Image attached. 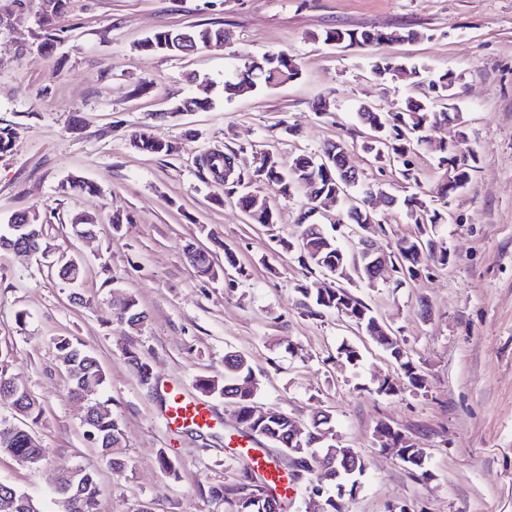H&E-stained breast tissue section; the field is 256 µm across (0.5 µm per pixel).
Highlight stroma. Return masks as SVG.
Instances as JSON below:
<instances>
[{
	"mask_svg": "<svg viewBox=\"0 0 512 512\" xmlns=\"http://www.w3.org/2000/svg\"><path fill=\"white\" fill-rule=\"evenodd\" d=\"M7 2L0 0V126L16 128L17 138L0 157V228L14 213L38 215L53 254L0 248V374L39 397L44 413L33 429L54 458L96 472L98 512H231L209 489L241 481L243 427L222 397L198 387L223 380L230 351L250 361L259 406L306 423L326 411L365 457L346 512H512V0H70L59 21L65 40L46 54L34 47L40 0L12 9ZM188 25L221 30L222 46L189 56L137 49L157 30ZM334 29L421 38L369 49L320 41ZM279 50L296 58L297 80L225 99L224 81L238 67ZM380 55L453 77L463 121L430 135L479 156L437 228L448 264L432 263L400 286L389 271L374 285L351 286L424 377L422 388L402 383L393 396L378 391L382 378L401 376L387 352L347 319L312 315L299 303L298 286L324 279L280 244L299 234L305 192L286 201L276 184H259L278 209L271 232L248 223L223 181L200 165L203 154L231 152L250 172L260 150L287 162L340 140L365 182L404 196L397 169L363 151L355 119L359 104L394 112L419 93L407 79L374 78L370 65ZM202 82L211 107L172 115ZM139 132L174 143L175 152L137 150L131 139ZM73 175L95 192L60 194ZM78 213L94 218L93 238L73 236L68 223ZM189 244L211 254L215 277L195 273ZM228 249L242 274H225ZM61 255L80 257L87 275L79 284L57 277ZM75 291L83 303L72 300ZM118 294L143 310L138 328L113 319ZM61 336L102 366L100 396L111 402L130 463L123 477L83 436L85 403L69 395L56 359ZM346 342L360 350L359 367L339 356ZM129 348L149 364L153 384L139 381ZM163 383L209 407L215 424L193 433L166 428ZM382 422L424 449L422 471L378 446ZM162 449L176 474L160 468ZM52 476L51 465L0 456V481L37 502H47Z\"/></svg>",
	"mask_w": 512,
	"mask_h": 512,
	"instance_id": "35a3bbf8",
	"label": "stroma"
}]
</instances>
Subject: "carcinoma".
<instances>
[{"label": "carcinoma", "instance_id": "obj_1", "mask_svg": "<svg viewBox=\"0 0 512 512\" xmlns=\"http://www.w3.org/2000/svg\"><path fill=\"white\" fill-rule=\"evenodd\" d=\"M66 0H54L53 6L42 13L39 23L37 40L39 47H50L61 38L62 29L57 26L58 19L65 12ZM324 41L334 43H346L350 46H382L386 43L415 40L419 34L414 31L376 32L366 30H342L327 31L323 35ZM222 33L211 28H202L198 25L190 26L184 30H159L147 36L139 42V49L147 54L180 55L184 52L190 54L201 48L218 47L221 45ZM250 67L254 70L255 79L251 80V87L263 85L266 87L292 81L298 78L300 67L297 60L286 51L271 52L263 55L259 60L250 61ZM408 73V79L415 86L427 85V91L423 96L407 99L405 105L397 112L391 113L390 118H385V113L377 108L364 105L360 107L358 116L363 126L378 130V136L382 138L379 150L374 157L384 159L397 167L403 180L415 186L419 185L412 162L407 158L409 152L415 148H423L426 145L425 138L430 129L435 125L436 119L451 120L450 107L448 105V74L425 82L423 65H405L387 57L377 58L371 65V73L384 79L395 71ZM270 164L265 173V179L279 186V192L286 201L293 199L299 189L310 188L317 184L320 189L329 194L336 190V167L324 168L320 160L312 155L300 154L294 157L288 164H283L274 155H267ZM231 154H207L201 157L211 174L220 179L224 169L231 164ZM245 176L238 172L224 180V192L230 196H236V203L247 215L253 224H262L272 227L278 223L276 208L267 211L263 202L247 196L240 191L245 183ZM59 190L63 194L70 192H92L91 183L77 177H71L59 184ZM406 208L407 219L417 225L420 235L415 238H403L396 245L395 260L401 267L403 276L396 283L401 286L404 281L418 276L421 269L427 267L428 262L437 261L441 264L448 263V249L439 244L435 239L434 230L438 224L447 223V217L436 208L430 207L426 198L414 193L403 199ZM33 223L36 232L31 228H25L26 232L33 233L30 240L13 238L14 247H23L36 250L42 246L40 238L41 225L37 224V218L29 217L25 213L14 215L9 220L11 224ZM300 228L307 230L305 249L300 251V258L318 268L325 274L333 272L336 264L337 253L343 252L345 261L343 267L352 270L356 266L354 254L342 251L341 244L336 236L326 232H320L313 228H307L302 224ZM188 258L198 275L212 277L215 275L213 262L206 254L192 247L188 248ZM297 292L302 295L301 304L307 309H315L319 312L341 313V309L348 310L346 317L356 324L363 326L364 333H373L378 329L375 324V316L369 307L352 291L345 287L339 289V295H331L321 299L317 297L307 298L304 289ZM117 320L129 325L134 319H144L143 312L137 308L134 299L127 300L126 309L114 311ZM390 355L399 365L408 383L413 386L423 384L422 375L416 372V367L409 359L407 352L394 336L387 342ZM58 359L67 377L68 392L71 396L81 399L87 398V407L91 412L90 422L83 423L84 430H92L95 433L93 446L105 460L108 467L117 476H122L129 468V461L118 453L121 447L122 432L117 420L112 415L110 400L93 398L104 384V373L97 357L75 344L68 337H59L55 342ZM127 361L135 369L141 382L151 384V374L148 363L133 351L126 352ZM199 388L208 393L218 394L224 397V403L229 405L236 414L239 422L245 427L249 435L262 437L268 440L271 447L281 453H288L299 446L302 451L299 455L311 458L312 467L310 476L304 481L309 493L316 495L323 501L320 505L322 512H344L343 499L345 496H353L358 480L356 475L365 472V459L354 448L344 445L342 451L348 456L352 466V472L346 478L336 477V442L333 437L336 432L332 430L329 422L325 421L314 426L315 436L301 443H292L291 430L295 420L287 413L273 411L267 419H261L254 414V406L258 396L257 382L253 375V369L249 362L242 356L234 353L224 355V385L216 386L208 379L199 383ZM19 399L24 401L25 413L23 421L17 425L15 431L8 436L0 433V454H8L15 460H22L29 467H39L50 459L51 450L43 447L38 441L32 428L26 421L36 422L43 414L41 402L27 389H19ZM52 491L60 503L62 509L59 512H98L99 488L96 474L90 470L72 467L65 461L55 462ZM243 477L245 482L232 486L218 485L210 488L211 499L222 504L228 502L234 506V512H268L270 502H285L288 496L276 498L275 488L266 479L262 468L258 463L248 458L244 459ZM332 484L336 489V495L323 496V485ZM0 512H41L35 501L26 493L16 487L0 482Z\"/></svg>", "mask_w": 512, "mask_h": 512}]
</instances>
